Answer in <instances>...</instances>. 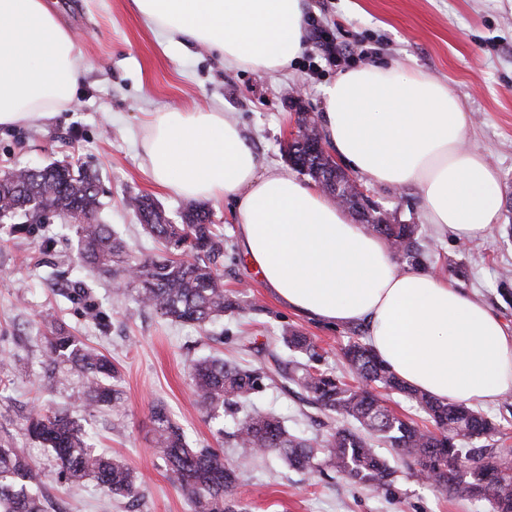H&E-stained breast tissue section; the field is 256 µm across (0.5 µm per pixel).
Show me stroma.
<instances>
[{"label":"stroma","mask_w":512,"mask_h":512,"mask_svg":"<svg viewBox=\"0 0 512 512\" xmlns=\"http://www.w3.org/2000/svg\"><path fill=\"white\" fill-rule=\"evenodd\" d=\"M65 25L75 34L86 60L76 97L54 117L26 126L0 128V169L41 167L69 162L99 176L103 219L123 237L136 258L164 255L129 211L126 196L147 193L177 218L188 199L156 187L144 164L145 115L169 108H214L238 122L255 150L260 166L285 163L283 148L296 134L299 113L321 116V86L339 73L380 61L413 67L443 83L470 114L466 148L485 155L499 173L502 207L486 237L461 240L427 223L418 188L367 184L372 203L393 224H417L423 238L438 246L426 255L424 270L451 279L476 293L512 327V0H306L308 24L325 30L338 48L327 61L311 37L284 72L228 67L217 56L198 49L167 48L164 38L147 28L130 0H57ZM302 85L295 101L288 91ZM209 208L224 234L228 262L224 288L256 303L246 318L225 316L200 328L174 323L145 310L134 319L124 311L131 294H117L96 272L83 273L87 296L70 302L63 293L70 275L45 282V265L61 263L76 246L73 225L58 219L44 224L39 236L17 238L0 227V441L45 470L43 495L54 512H190L169 483L164 463L152 450L150 409L161 403L187 434L192 447L218 449L237 468L243 512H488L489 505L439 493L419 482L395 451L381 452L396 470L390 491L376 492L349 482L329 468L303 473L273 455H245L231 440L219 438L217 425L197 405L190 386L194 360L221 357L262 368L268 337L292 325L313 336L325 349L322 368L344 374L340 361L351 329L330 327L280 306L249 267L235 234L234 202ZM55 241L54 252L41 247ZM106 316L105 325L86 318V303ZM58 308L62 321L89 346L108 355L120 371L124 399L117 409L86 416L97 451L143 473L148 482L138 506L111 498L93 481H61L47 448L22 430L37 407L79 413L78 377L66 384L43 377L44 348L39 314ZM259 405L273 410L291 429L319 438L324 427L303 417L300 393L273 388Z\"/></svg>","instance_id":"stroma-1"}]
</instances>
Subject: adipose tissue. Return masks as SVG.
I'll return each mask as SVG.
<instances>
[{
  "mask_svg": "<svg viewBox=\"0 0 512 512\" xmlns=\"http://www.w3.org/2000/svg\"><path fill=\"white\" fill-rule=\"evenodd\" d=\"M179 48L226 66L282 72L297 59L304 0H132ZM84 62L52 0H0V127L49 118L73 101ZM326 142L368 182L414 185L428 223L485 236L502 205L498 175L464 149L470 117L436 79L373 64L321 87ZM144 156L158 187L234 202L240 246L269 294L330 325L364 324L366 342L411 386L443 401L512 392V328L475 295L426 271L398 270L386 242L283 165L258 169L236 123L216 110L149 113Z\"/></svg>",
  "mask_w": 512,
  "mask_h": 512,
  "instance_id": "obj_1",
  "label": "adipose tissue"
}]
</instances>
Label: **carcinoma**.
Segmentation results:
<instances>
[{
  "mask_svg": "<svg viewBox=\"0 0 512 512\" xmlns=\"http://www.w3.org/2000/svg\"><path fill=\"white\" fill-rule=\"evenodd\" d=\"M308 135L288 143V161L309 176L329 195L328 178L346 180L345 171L328 154L309 155L302 146ZM143 231L175 251L162 259H135L110 225L100 219L103 203L94 174L74 170L68 163L43 168L15 167L0 170L1 223L12 224L15 235L33 237L51 211L76 228L77 244L69 268L93 266L111 279H128L134 285L136 308L149 309L172 322L203 327L224 316L256 311L224 292V234L203 205H190L181 223H172L149 195L126 197ZM381 236L392 255L411 264L421 262L424 251L415 224H365ZM46 341L44 369L53 382L63 378L60 365L69 364L83 379L81 395L85 410L114 407L122 392L116 382L119 370L106 355L87 347L50 310L40 314ZM283 346L300 358L281 368H249L216 358L197 360L191 367L196 402L217 418H232L228 437L236 447L258 448L277 455L288 465L314 472L325 465L354 484L386 491L395 470L374 448L381 439L395 449L405 463L427 473L430 486L442 493L463 494L486 500L491 512H512V476L502 470V459L512 448H500L487 439L495 424L463 402L439 401L402 381L358 338L342 349V361L351 381L321 368L324 358L318 345L295 328H282L265 344L276 357ZM373 386L369 392L362 384ZM293 385L305 395L309 407L340 426H329L319 440L288 430L276 415L255 410L237 416L239 400L270 387L282 390ZM393 393L412 401L430 425L403 419L387 405ZM153 447L163 460L168 480L187 500L192 512H236L240 477L212 448H192L167 409L156 404L150 413ZM25 434L50 450L59 476L73 483L92 480L107 495L130 506L145 497L144 476L86 442L80 421L68 411L43 413L34 410L27 418ZM470 440L463 447L460 442ZM44 484L41 470L16 448L0 445V512H46L38 491Z\"/></svg>",
  "mask_w": 512,
  "mask_h": 512,
  "instance_id": "carcinoma-1",
  "label": "carcinoma"
}]
</instances>
